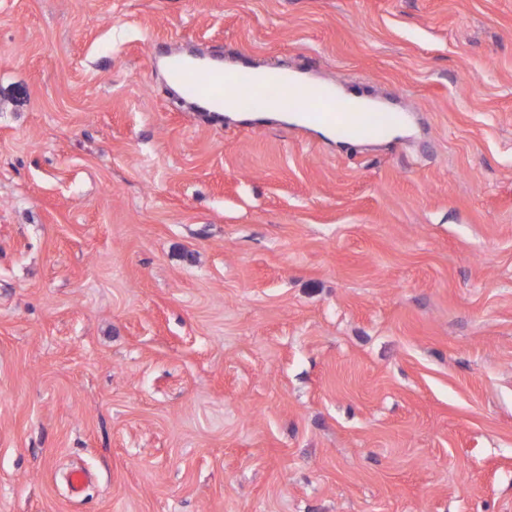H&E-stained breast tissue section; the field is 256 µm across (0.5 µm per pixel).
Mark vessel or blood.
I'll return each instance as SVG.
<instances>
[{
	"label": "vessel or blood",
	"instance_id": "1",
	"mask_svg": "<svg viewBox=\"0 0 512 512\" xmlns=\"http://www.w3.org/2000/svg\"><path fill=\"white\" fill-rule=\"evenodd\" d=\"M166 75L170 85L184 89L205 112L240 108L241 98L233 89L237 83L260 99L262 111L271 112L279 106V92L289 87L284 69H273L261 76L253 65L243 64L229 79L220 62L209 57L190 59L179 53L169 55ZM298 109L302 125L339 131L351 142L384 138L391 127L403 122L399 115L361 111L356 96L339 98L330 83L306 85Z\"/></svg>",
	"mask_w": 512,
	"mask_h": 512
}]
</instances>
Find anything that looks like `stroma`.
I'll use <instances>...</instances> for the list:
<instances>
[{
    "label": "stroma",
    "mask_w": 512,
    "mask_h": 512,
    "mask_svg": "<svg viewBox=\"0 0 512 512\" xmlns=\"http://www.w3.org/2000/svg\"><path fill=\"white\" fill-rule=\"evenodd\" d=\"M0 512H512V0H0ZM225 74L224 66L210 57L189 59L180 53H171L167 60L168 83L184 89L204 112H221L228 106L241 108V98L225 81ZM226 75L231 77L229 73ZM233 81L245 84L250 95L261 100L262 106L257 112H273L281 104L275 91H284L289 87L288 69H273L260 76L253 65L243 64L234 71ZM302 92L303 102L293 106L302 111L298 112L301 124L337 130L347 141L384 138L391 127L404 120L400 115L367 112V102L358 96L339 98L331 83L308 84ZM358 99L366 112L360 110Z\"/></svg>",
    "instance_id": "stroma-1"
}]
</instances>
